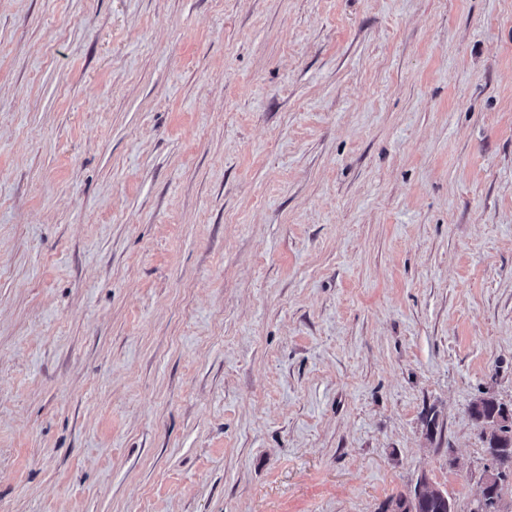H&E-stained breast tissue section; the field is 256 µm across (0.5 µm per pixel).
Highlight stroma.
<instances>
[{
    "label": "stroma",
    "instance_id": "stroma-1",
    "mask_svg": "<svg viewBox=\"0 0 512 512\" xmlns=\"http://www.w3.org/2000/svg\"><path fill=\"white\" fill-rule=\"evenodd\" d=\"M512 409V0H0V512H469ZM392 507V512H456L448 493L426 477L392 500Z\"/></svg>",
    "mask_w": 512,
    "mask_h": 512
}]
</instances>
